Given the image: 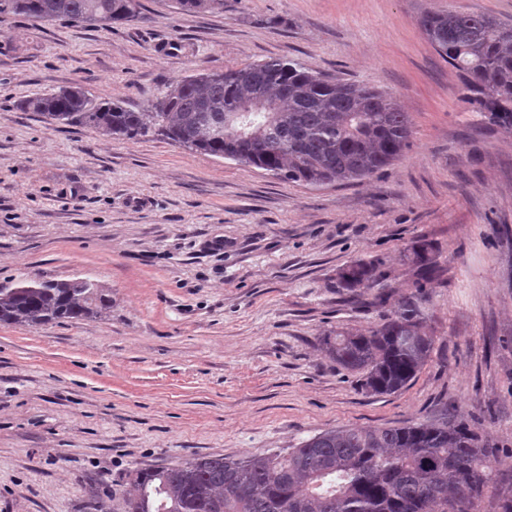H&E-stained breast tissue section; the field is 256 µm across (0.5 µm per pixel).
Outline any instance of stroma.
Wrapping results in <instances>:
<instances>
[{
	"label": "stroma",
	"instance_id": "obj_1",
	"mask_svg": "<svg viewBox=\"0 0 512 512\" xmlns=\"http://www.w3.org/2000/svg\"><path fill=\"white\" fill-rule=\"evenodd\" d=\"M448 6L512 23V0H140L109 28L0 23V287L84 279L112 299L92 319L0 325V512H80L92 488L117 504L135 470L285 454L338 428L449 416L512 449V129L472 111L421 31ZM271 57L391 95L409 148L362 182L311 187L17 106L79 85L144 110L184 76ZM373 259L374 287H339ZM408 299L431 357L398 392L367 393L322 339ZM432 247L425 241L412 247L413 260L419 267V276L422 280L431 281L433 278L434 263L431 258Z\"/></svg>",
	"mask_w": 512,
	"mask_h": 512
}]
</instances>
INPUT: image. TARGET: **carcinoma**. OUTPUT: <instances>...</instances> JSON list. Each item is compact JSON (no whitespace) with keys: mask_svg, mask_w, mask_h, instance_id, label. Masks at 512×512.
<instances>
[{"mask_svg":"<svg viewBox=\"0 0 512 512\" xmlns=\"http://www.w3.org/2000/svg\"><path fill=\"white\" fill-rule=\"evenodd\" d=\"M186 12L224 10V0H174ZM132 0H0V21L23 16L110 26L132 21ZM419 25L458 70L465 99L490 123L512 129V24L489 14L426 11ZM19 107L112 138L163 136L192 151L229 159L312 187L369 178L404 153L412 123L397 101L305 67L270 58L173 81L148 112L94 101L79 88L43 93ZM432 247H412L419 276L433 278ZM375 262L343 268L345 288H370ZM102 287L52 280L0 288V324L37 328L93 318L111 307ZM328 356L360 374L373 394L404 388L425 365L433 340L419 307L403 302L379 326L323 339ZM497 452L464 419L391 428L330 429L285 455L197 456L131 473L123 512H469L491 481Z\"/></svg>","mask_w":512,"mask_h":512,"instance_id":"cac0c4a2","label":"carcinoma"}]
</instances>
